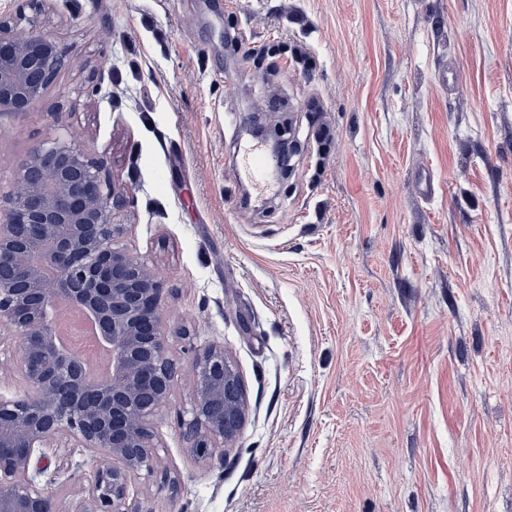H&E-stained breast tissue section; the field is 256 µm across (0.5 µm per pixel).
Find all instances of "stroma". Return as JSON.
Instances as JSON below:
<instances>
[{"label": "stroma", "mask_w": 512, "mask_h": 512, "mask_svg": "<svg viewBox=\"0 0 512 512\" xmlns=\"http://www.w3.org/2000/svg\"><path fill=\"white\" fill-rule=\"evenodd\" d=\"M45 29L74 62L0 111V155L70 134L102 160L114 244L161 270L175 330L162 465L131 496L512 512V0H50ZM258 112L298 142L262 195L236 175ZM212 340L247 408L204 460L175 412ZM45 460L64 504L94 470L79 448Z\"/></svg>", "instance_id": "35a3bbf8"}]
</instances>
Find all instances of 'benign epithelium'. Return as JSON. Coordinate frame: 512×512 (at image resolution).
<instances>
[{
	"mask_svg": "<svg viewBox=\"0 0 512 512\" xmlns=\"http://www.w3.org/2000/svg\"><path fill=\"white\" fill-rule=\"evenodd\" d=\"M43 2L28 0V14L0 12V111L35 108L70 62L68 50L42 31ZM103 171L72 140L47 139L17 166L0 219V337L16 343L0 371L26 384L24 394L0 398V512H63L40 483L43 449L56 442L96 459L68 512H151L130 497L129 484L161 465L150 423L170 405L177 367L168 350L164 278L112 245L123 199ZM37 256L54 276L41 273ZM60 297L86 305L112 344V372L95 384L53 340L48 313ZM228 369L224 344L196 351L193 405L176 412L202 457L239 434L224 426L225 394L238 391L244 423V382Z\"/></svg>",
	"mask_w": 512,
	"mask_h": 512,
	"instance_id": "1",
	"label": "benign epithelium"
}]
</instances>
